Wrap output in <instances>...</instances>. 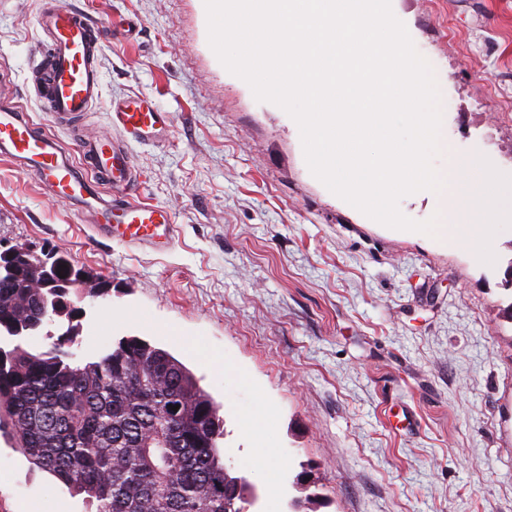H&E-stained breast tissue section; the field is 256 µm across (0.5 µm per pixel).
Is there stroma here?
Segmentation results:
<instances>
[{
  "label": "stroma",
  "instance_id": "35a3bbf8",
  "mask_svg": "<svg viewBox=\"0 0 512 512\" xmlns=\"http://www.w3.org/2000/svg\"><path fill=\"white\" fill-rule=\"evenodd\" d=\"M73 2L135 25L106 39L104 103L79 133L109 135L106 103L132 93L172 112L171 139L131 153L143 200L179 228L167 252L117 245L0 157V249L64 254L111 285L73 352L138 336L186 365L223 405L235 473L257 483L248 512H291L305 463L318 512H512V324L499 317L512 228L489 266L364 223L311 174L295 121L219 62L204 0ZM391 6L448 91L456 156L512 167V0ZM39 8L0 0V100L38 120L26 88ZM48 493L61 512H92L0 429V512Z\"/></svg>",
  "mask_w": 512,
  "mask_h": 512
}]
</instances>
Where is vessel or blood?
Here are the masks:
<instances>
[{"mask_svg":"<svg viewBox=\"0 0 512 512\" xmlns=\"http://www.w3.org/2000/svg\"><path fill=\"white\" fill-rule=\"evenodd\" d=\"M38 24L44 38L30 67L36 100L53 124L76 131L101 101L97 59L104 39L118 29L69 0H44ZM108 117L111 137L74 139L67 152L50 131H36L19 105L1 104L0 156L19 160L23 173L76 205L79 214L94 215L95 234L125 247L168 251L177 226L168 210L142 201L130 146L166 142L171 115L149 98L129 95L111 102ZM102 182L111 197L99 192Z\"/></svg>","mask_w":512,"mask_h":512,"instance_id":"vessel-or-blood-1","label":"vessel or blood"}]
</instances>
